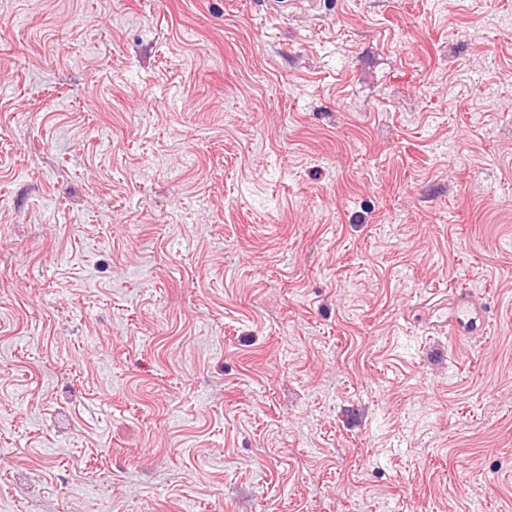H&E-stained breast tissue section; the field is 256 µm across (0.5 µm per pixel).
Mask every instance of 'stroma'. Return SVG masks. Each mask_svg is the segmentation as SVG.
Listing matches in <instances>:
<instances>
[{
  "label": "stroma",
  "instance_id": "35a3bbf8",
  "mask_svg": "<svg viewBox=\"0 0 512 512\" xmlns=\"http://www.w3.org/2000/svg\"><path fill=\"white\" fill-rule=\"evenodd\" d=\"M266 4L0 0V512H512V0ZM443 319L439 326L457 339L469 336H488L492 318L487 304L472 291L453 288L448 294V308L443 307Z\"/></svg>",
  "mask_w": 512,
  "mask_h": 512
}]
</instances>
